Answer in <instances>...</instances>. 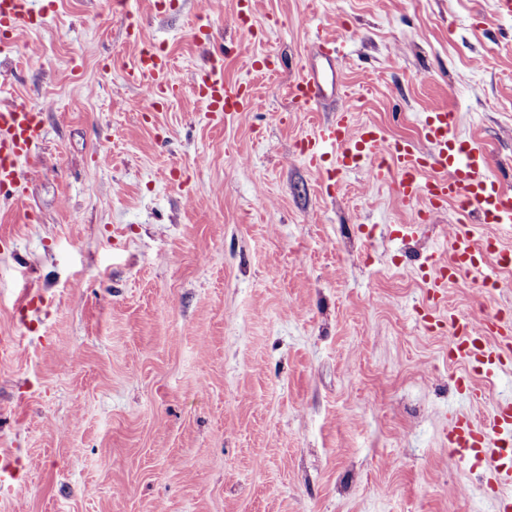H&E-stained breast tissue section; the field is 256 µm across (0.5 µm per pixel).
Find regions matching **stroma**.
Returning a JSON list of instances; mask_svg holds the SVG:
<instances>
[{
  "mask_svg": "<svg viewBox=\"0 0 512 512\" xmlns=\"http://www.w3.org/2000/svg\"><path fill=\"white\" fill-rule=\"evenodd\" d=\"M491 2L257 0L242 24L236 0H38L0 57V104L45 129L0 204V452L26 473L0 512H497L448 457L451 416L488 407L444 321L512 312V288L460 278L428 326L455 204L432 220L298 150L348 105L391 141L445 110L512 191V15ZM325 34L342 92L309 112L287 87ZM144 47L179 85L154 105L125 79ZM213 67L259 108L207 112ZM23 287L46 303L22 319Z\"/></svg>",
  "mask_w": 512,
  "mask_h": 512,
  "instance_id": "1",
  "label": "stroma"
}]
</instances>
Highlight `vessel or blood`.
<instances>
[{
	"mask_svg": "<svg viewBox=\"0 0 512 512\" xmlns=\"http://www.w3.org/2000/svg\"><path fill=\"white\" fill-rule=\"evenodd\" d=\"M31 0H0V54L14 51L17 34L30 28L37 16ZM314 49L325 65L302 69L289 88L295 105L311 110L335 92L339 83L336 70V42L317 38ZM131 81L143 88L150 101L175 92L168 78L166 58L153 51H142L128 72ZM199 94L210 112L235 116L256 108L254 96L245 92L243 82L225 81L218 69L197 77ZM448 112L425 113L422 142L388 141L374 124L356 125L353 107H346L335 121L321 125L313 137L302 143L301 154L308 166L320 168L323 157L335 154L347 170L364 168L371 180H395L401 196L422 201L429 212L442 210L448 203L464 202L475 223H458L447 235L446 259L436 261L429 280V308H443L442 291L460 277L473 283H496L512 252L500 249L496 229L512 224V192L503 189L487 173L485 154L452 130ZM40 111L22 105H0V191L15 193L25 180L22 162L34 153L44 138ZM449 358L465 366L469 374L460 387L476 404L490 403L482 420L459 414L448 425V456L479 466L488 484L503 488L499 499L502 512H512V400L489 401L486 390L475 386L473 375L492 376L512 367V320L502 316L473 320L449 314Z\"/></svg>",
	"mask_w": 512,
	"mask_h": 512,
	"instance_id": "vessel-or-blood-1",
	"label": "vessel or blood"
}]
</instances>
